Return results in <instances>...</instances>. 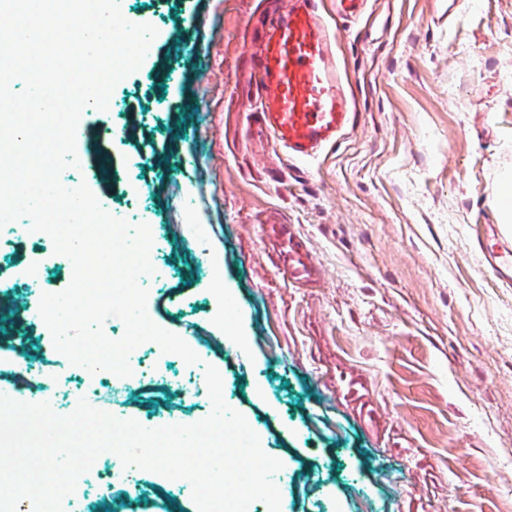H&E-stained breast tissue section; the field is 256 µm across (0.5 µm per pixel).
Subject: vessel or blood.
<instances>
[{
  "mask_svg": "<svg viewBox=\"0 0 512 512\" xmlns=\"http://www.w3.org/2000/svg\"><path fill=\"white\" fill-rule=\"evenodd\" d=\"M290 2L287 13L270 24L256 54L260 120L291 159L309 160L336 143L352 112L336 60L335 32L320 18L315 0ZM268 235L291 283L317 281L319 270L289 225H269ZM479 259L484 272L511 282L512 234L484 225Z\"/></svg>",
  "mask_w": 512,
  "mask_h": 512,
  "instance_id": "b4317fda",
  "label": "vessel or blood"
}]
</instances>
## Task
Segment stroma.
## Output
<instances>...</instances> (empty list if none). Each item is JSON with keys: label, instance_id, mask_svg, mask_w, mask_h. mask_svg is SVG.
Wrapping results in <instances>:
<instances>
[{"label": "stroma", "instance_id": "stroma-1", "mask_svg": "<svg viewBox=\"0 0 512 512\" xmlns=\"http://www.w3.org/2000/svg\"><path fill=\"white\" fill-rule=\"evenodd\" d=\"M287 7L121 0L158 35L110 109L83 111V164L61 182L149 224L154 323L189 344L247 336L200 358L282 461L280 512H512V288L481 271L472 242L475 225L496 223L497 175L512 169V0H369L334 20L354 121L309 161L288 159L253 117L255 55ZM190 224L206 228L207 251L184 239ZM270 224L307 245L316 285L283 276ZM52 248L0 240L1 384L24 366L63 381L73 370L28 318V277L47 292L70 282V266L43 264ZM210 409L204 392L135 388L112 413L158 427ZM81 480L95 491L87 512H140L165 482L144 470L125 489L93 470Z\"/></svg>", "mask_w": 512, "mask_h": 512}]
</instances>
